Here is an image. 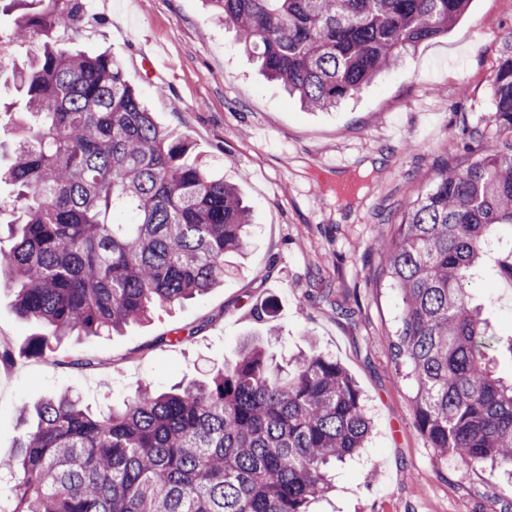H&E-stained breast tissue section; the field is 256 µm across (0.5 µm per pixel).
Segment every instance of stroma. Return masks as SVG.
Instances as JSON below:
<instances>
[{
  "label": "stroma",
  "mask_w": 512,
  "mask_h": 512,
  "mask_svg": "<svg viewBox=\"0 0 512 512\" xmlns=\"http://www.w3.org/2000/svg\"><path fill=\"white\" fill-rule=\"evenodd\" d=\"M75 49L121 60L155 120L188 137L249 207L253 246L227 263L224 283L155 311L119 334L71 336L44 356L20 351L38 324L0 288V337L18 355L0 363V456L16 452V408L70 389L100 412L142 385L166 389L232 362L244 339L276 358L317 346L352 377L372 421L361 457L337 469L336 489L310 512H500L512 479L438 457L415 426L411 388L396 375L389 338L401 302L382 275L381 243L399 208L464 153V128L490 118V78L512 0H471L448 33L418 46L337 108L304 110L268 82L219 23L209 0H90ZM167 66L147 76L143 53ZM476 302L512 327V289L473 279ZM270 310L257 320L255 310ZM182 335L169 345L173 335Z\"/></svg>",
  "instance_id": "obj_1"
}]
</instances>
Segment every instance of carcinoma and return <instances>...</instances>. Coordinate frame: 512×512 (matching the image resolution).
<instances>
[{"label": "carcinoma", "instance_id": "1", "mask_svg": "<svg viewBox=\"0 0 512 512\" xmlns=\"http://www.w3.org/2000/svg\"><path fill=\"white\" fill-rule=\"evenodd\" d=\"M265 76L306 109L327 110L400 54L448 33L469 0H209ZM89 0H0L15 14L0 47L41 44L11 78L32 122L0 186L20 209L0 275L18 314L40 323L26 355L72 333L117 332L155 308L217 286L224 260L252 247L236 188L190 159L194 145L160 127L120 61L69 47ZM496 134L476 126L466 154L399 209L382 244L401 297L391 346L411 382L417 429L439 456L512 476V328L490 331L468 283L486 266L512 286V32L491 78ZM20 452L0 457L4 512H308L331 472L371 430L360 390L311 348L284 373L247 341L206 381L148 385L94 414L70 391L20 406Z\"/></svg>", "mask_w": 512, "mask_h": 512}]
</instances>
